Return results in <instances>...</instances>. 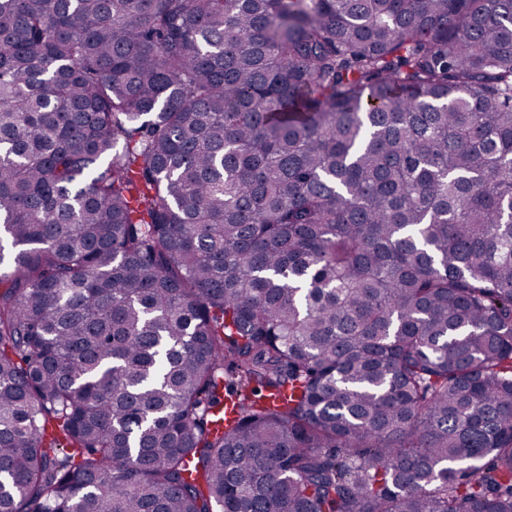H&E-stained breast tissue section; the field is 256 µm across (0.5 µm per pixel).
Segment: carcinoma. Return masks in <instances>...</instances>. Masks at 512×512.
Segmentation results:
<instances>
[{
  "label": "carcinoma",
  "instance_id": "1",
  "mask_svg": "<svg viewBox=\"0 0 512 512\" xmlns=\"http://www.w3.org/2000/svg\"><path fill=\"white\" fill-rule=\"evenodd\" d=\"M0 512H512V0H0Z\"/></svg>",
  "mask_w": 512,
  "mask_h": 512
}]
</instances>
